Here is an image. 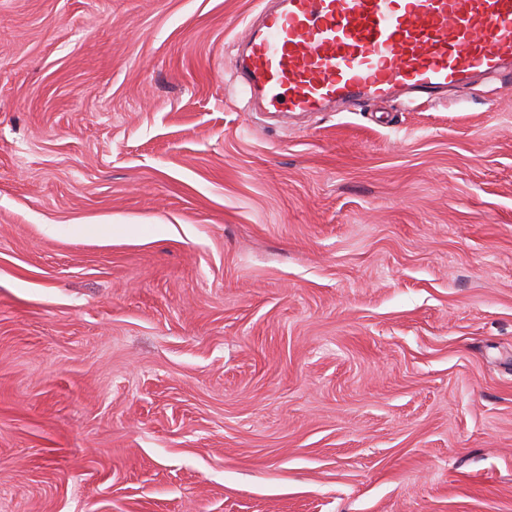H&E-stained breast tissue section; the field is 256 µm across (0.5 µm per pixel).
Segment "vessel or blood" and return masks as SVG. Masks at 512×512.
Returning <instances> with one entry per match:
<instances>
[{"instance_id": "vessel-or-blood-1", "label": "vessel or blood", "mask_w": 512, "mask_h": 512, "mask_svg": "<svg viewBox=\"0 0 512 512\" xmlns=\"http://www.w3.org/2000/svg\"><path fill=\"white\" fill-rule=\"evenodd\" d=\"M269 2L238 73L270 112H347L512 71V0Z\"/></svg>"}]
</instances>
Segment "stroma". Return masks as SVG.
I'll return each instance as SVG.
<instances>
[{"label": "stroma", "mask_w": 512, "mask_h": 512, "mask_svg": "<svg viewBox=\"0 0 512 512\" xmlns=\"http://www.w3.org/2000/svg\"><path fill=\"white\" fill-rule=\"evenodd\" d=\"M263 7L0 0V512H512V76L263 112Z\"/></svg>", "instance_id": "35a3bbf8"}]
</instances>
